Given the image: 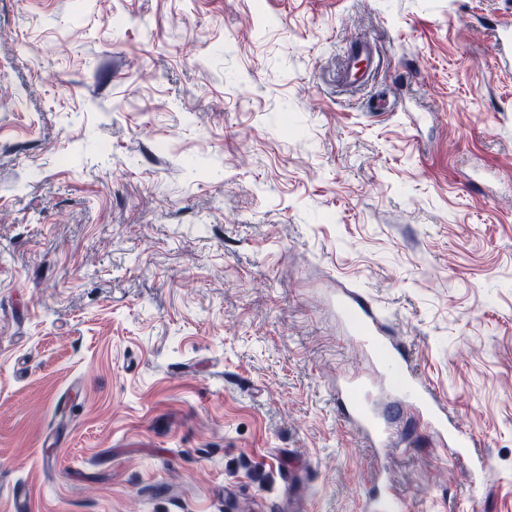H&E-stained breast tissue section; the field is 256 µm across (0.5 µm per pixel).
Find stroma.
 Instances as JSON below:
<instances>
[{"label":"stroma","instance_id":"1","mask_svg":"<svg viewBox=\"0 0 512 512\" xmlns=\"http://www.w3.org/2000/svg\"><path fill=\"white\" fill-rule=\"evenodd\" d=\"M512 0H0V512H512ZM380 65L343 88L357 36ZM393 102L376 111L377 100ZM362 290L480 439L379 458ZM492 47L499 65L512 68V25L503 24L493 34ZM375 481L381 483L384 488L379 490L366 500L365 511L367 512H405L406 503L403 498L387 486L386 471L376 473Z\"/></svg>","mask_w":512,"mask_h":512}]
</instances>
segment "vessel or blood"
Returning a JSON list of instances; mask_svg holds the SVG:
<instances>
[{
  "label": "vessel or blood",
  "instance_id": "vessel-or-blood-1",
  "mask_svg": "<svg viewBox=\"0 0 512 512\" xmlns=\"http://www.w3.org/2000/svg\"><path fill=\"white\" fill-rule=\"evenodd\" d=\"M492 47L498 64L511 69V24H503L494 32ZM378 66L379 60L370 40L358 38L345 48L340 79L346 87H359ZM336 307L350 322L354 336L359 338L377 363L383 382L396 394L395 413H386L372 404L367 385L360 377L343 376L336 384V394L349 405L347 421L352 429L383 457L397 445V424L400 415L405 414L413 422L428 427L438 444L449 449L466 467L477 473L484 472L488 461L475 452L478 445L476 434L460 427L436 387L410 370L397 356L388 327L368 297L341 292L336 296ZM375 480L381 483L382 488L367 499L366 512H406L403 498L387 487L385 471H378Z\"/></svg>",
  "mask_w": 512,
  "mask_h": 512
}]
</instances>
